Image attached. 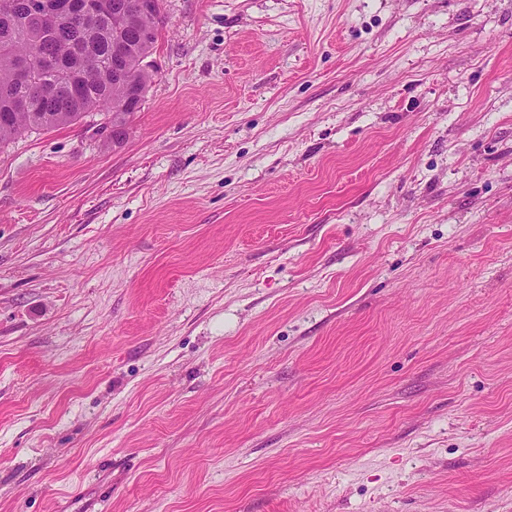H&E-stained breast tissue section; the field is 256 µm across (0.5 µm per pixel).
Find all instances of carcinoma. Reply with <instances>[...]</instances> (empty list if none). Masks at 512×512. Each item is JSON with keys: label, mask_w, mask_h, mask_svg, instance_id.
Returning a JSON list of instances; mask_svg holds the SVG:
<instances>
[{"label": "carcinoma", "mask_w": 512, "mask_h": 512, "mask_svg": "<svg viewBox=\"0 0 512 512\" xmlns=\"http://www.w3.org/2000/svg\"><path fill=\"white\" fill-rule=\"evenodd\" d=\"M29 2L0 0V43L10 45L7 52L0 48V91L13 82L17 63L39 51L55 63L44 79L58 85V95L21 111L12 110L0 95V146L28 132L74 125L89 112H103L108 115L109 128L120 127L125 121V110L120 105L126 98V89L112 82V30L120 23L114 16L116 6L130 0H87L93 16L79 28L65 21L54 28L16 24L14 17L27 12ZM160 25L162 20L143 15L127 30V39L135 46L133 62L150 55L154 48L155 41L142 39L143 31L157 30ZM88 54L95 55L101 63V70L92 76L84 72Z\"/></svg>", "instance_id": "cac0c4a2"}]
</instances>
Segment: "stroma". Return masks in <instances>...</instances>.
Instances as JSON below:
<instances>
[{
  "label": "stroma",
  "instance_id": "stroma-1",
  "mask_svg": "<svg viewBox=\"0 0 512 512\" xmlns=\"http://www.w3.org/2000/svg\"><path fill=\"white\" fill-rule=\"evenodd\" d=\"M161 15L0 147V512H512V0Z\"/></svg>",
  "mask_w": 512,
  "mask_h": 512
}]
</instances>
